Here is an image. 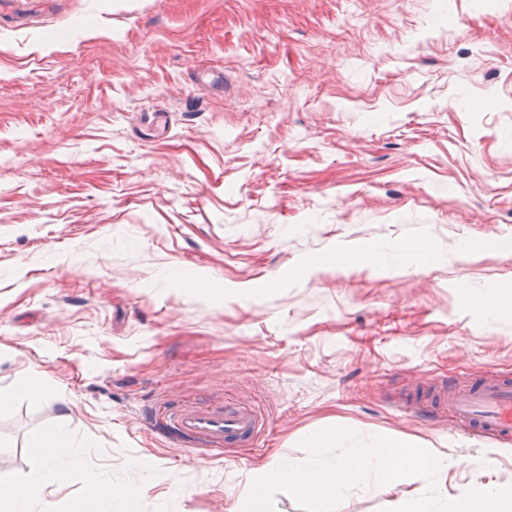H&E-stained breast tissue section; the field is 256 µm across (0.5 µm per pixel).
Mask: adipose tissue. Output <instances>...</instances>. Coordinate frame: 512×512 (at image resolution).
Returning <instances> with one entry per match:
<instances>
[{"label": "adipose tissue", "instance_id": "ef3b65f1", "mask_svg": "<svg viewBox=\"0 0 512 512\" xmlns=\"http://www.w3.org/2000/svg\"><path fill=\"white\" fill-rule=\"evenodd\" d=\"M28 447L36 464L24 475L0 473V504L5 506L6 512H54L43 492L61 479L59 462L74 466L81 464L82 450L55 425L35 431L29 438Z\"/></svg>", "mask_w": 512, "mask_h": 512}]
</instances>
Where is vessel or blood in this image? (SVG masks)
<instances>
[{"mask_svg":"<svg viewBox=\"0 0 512 512\" xmlns=\"http://www.w3.org/2000/svg\"><path fill=\"white\" fill-rule=\"evenodd\" d=\"M450 409L465 428H475L501 437L512 435V382L484 379L458 391L449 400ZM178 429L208 438L215 444L251 445L264 434L267 423L255 406L228 403L220 412L184 411L176 414Z\"/></svg>","mask_w":512,"mask_h":512,"instance_id":"obj_1","label":"vessel or blood"}]
</instances>
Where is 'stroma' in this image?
I'll return each mask as SVG.
<instances>
[{
	"mask_svg": "<svg viewBox=\"0 0 512 512\" xmlns=\"http://www.w3.org/2000/svg\"><path fill=\"white\" fill-rule=\"evenodd\" d=\"M34 373L0 463L28 473L61 422L85 455L57 512L94 477L139 487L126 512H231L336 418L462 458L449 489L511 485L512 437L423 403L512 380V0H0V386ZM231 400L266 414L257 445L168 417Z\"/></svg>",
	"mask_w": 512,
	"mask_h": 512,
	"instance_id": "1",
	"label": "stroma"
}]
</instances>
